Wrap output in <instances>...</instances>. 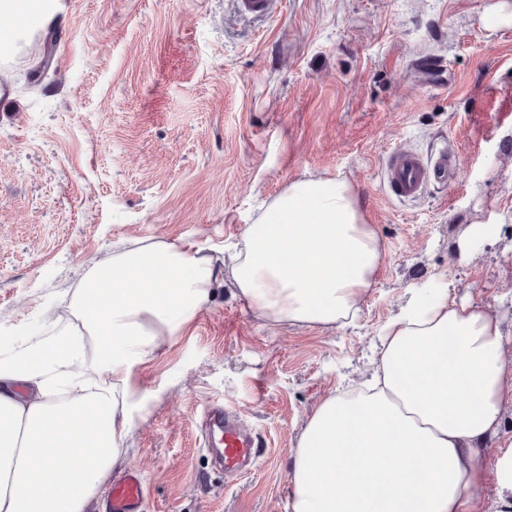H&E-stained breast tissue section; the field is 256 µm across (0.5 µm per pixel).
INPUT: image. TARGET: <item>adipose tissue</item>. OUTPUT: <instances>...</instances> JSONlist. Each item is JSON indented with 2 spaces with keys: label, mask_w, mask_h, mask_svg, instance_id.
<instances>
[{
  "label": "adipose tissue",
  "mask_w": 512,
  "mask_h": 512,
  "mask_svg": "<svg viewBox=\"0 0 512 512\" xmlns=\"http://www.w3.org/2000/svg\"><path fill=\"white\" fill-rule=\"evenodd\" d=\"M385 247L346 179L304 175L219 256L133 240L86 265L66 325L0 326V512H85L134 431L136 371L226 278L273 324L353 323ZM364 382L328 395L292 450L290 512H512V332L490 304L410 294ZM493 478L494 498L483 493Z\"/></svg>",
  "instance_id": "1"
}]
</instances>
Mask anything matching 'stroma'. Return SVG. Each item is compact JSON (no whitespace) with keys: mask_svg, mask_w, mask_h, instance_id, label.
Masks as SVG:
<instances>
[{"mask_svg":"<svg viewBox=\"0 0 512 512\" xmlns=\"http://www.w3.org/2000/svg\"><path fill=\"white\" fill-rule=\"evenodd\" d=\"M47 29L0 57V325L67 308L83 265L129 239L216 254L288 181L349 180L386 257L357 320L273 325L219 282L192 325L139 373L124 468L147 512H289V463L318 404L366 373L411 291L495 305L512 329V116L484 126L470 97L512 99V0H59ZM52 65L35 85L47 32ZM449 76L429 78L416 56ZM460 154L455 185L390 197L381 164L406 147ZM500 227L471 260L460 225ZM212 400L265 441L233 484L212 473L195 423Z\"/></svg>","mask_w":512,"mask_h":512,"instance_id":"obj_1","label":"stroma"}]
</instances>
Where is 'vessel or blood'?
I'll list each match as a JSON object with an SVG mask.
<instances>
[{
    "label": "vessel or blood",
    "mask_w": 512,
    "mask_h": 512,
    "mask_svg": "<svg viewBox=\"0 0 512 512\" xmlns=\"http://www.w3.org/2000/svg\"><path fill=\"white\" fill-rule=\"evenodd\" d=\"M459 155L441 148L425 155L412 149H397L386 156L381 167L388 194L400 201L423 199L431 189L445 188L456 179ZM203 446L211 451L227 481H234L256 466L262 442L257 431L236 408L210 402L201 413ZM146 490L141 474L134 470L116 476L108 485L104 512H144Z\"/></svg>",
    "instance_id": "1"
}]
</instances>
